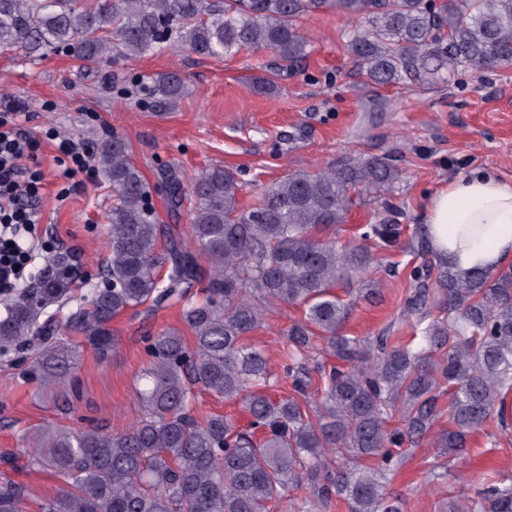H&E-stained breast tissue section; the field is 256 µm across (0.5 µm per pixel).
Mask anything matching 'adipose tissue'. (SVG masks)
I'll return each instance as SVG.
<instances>
[{
  "instance_id": "obj_1",
  "label": "adipose tissue",
  "mask_w": 512,
  "mask_h": 512,
  "mask_svg": "<svg viewBox=\"0 0 512 512\" xmlns=\"http://www.w3.org/2000/svg\"><path fill=\"white\" fill-rule=\"evenodd\" d=\"M425 224L435 252L459 271L512 264V181L463 175L429 197Z\"/></svg>"
}]
</instances>
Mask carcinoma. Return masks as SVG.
Instances as JSON below:
<instances>
[{"label": "carcinoma", "mask_w": 512, "mask_h": 512, "mask_svg": "<svg viewBox=\"0 0 512 512\" xmlns=\"http://www.w3.org/2000/svg\"><path fill=\"white\" fill-rule=\"evenodd\" d=\"M326 12L355 21L347 50L376 86L449 82L512 66V0H0V52L50 47L107 61L166 46L203 58L266 49L292 63L309 53L301 20ZM184 93L175 72L159 74L151 88L164 105ZM95 162L114 197L102 281L61 327L40 321L71 298L76 283L74 264L55 256L51 273L0 303V356L40 339L37 375L42 390L55 393L80 346L102 358L117 350L112 320L128 310L179 304L192 341L176 329L145 337L143 413L128 430L51 427L20 454L0 456L64 477L41 512H317L340 503L349 512H403L389 486L404 445L446 414L452 428L438 435L437 447L461 462L471 434L490 424L509 429L512 266L462 273L418 228L412 249L424 261L410 268L401 316L375 336L343 333L351 303L339 292L379 296L368 278L371 244L392 248L403 233L382 218L354 242L336 239L353 193L380 200L393 192L401 172L390 156L295 170L260 189L247 208L239 203L240 172L208 166L187 193L170 168L163 184L171 210L186 195L193 199L185 233L159 222L123 138L103 144ZM278 305L304 313L283 336L282 373L275 374L246 337ZM405 322L420 330L419 342L388 345ZM282 377L288 395L274 397ZM196 388L240 401L248 425L220 414L197 420ZM397 413L403 425L390 430ZM331 455L339 459L334 467ZM294 487L306 494L288 497ZM25 499L24 486L0 483V512H25ZM466 500V512H512V485L494 482Z\"/></svg>", "instance_id": "carcinoma-1"}]
</instances>
